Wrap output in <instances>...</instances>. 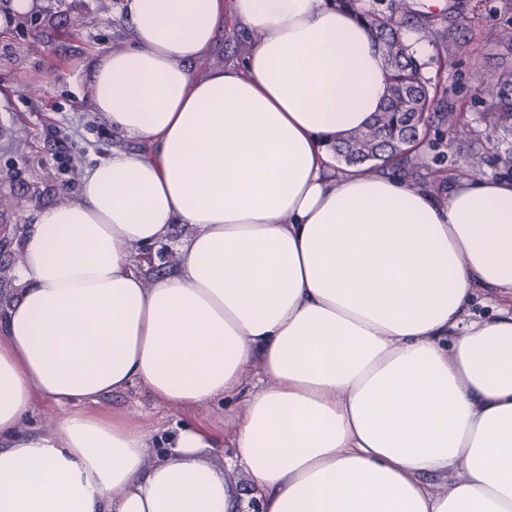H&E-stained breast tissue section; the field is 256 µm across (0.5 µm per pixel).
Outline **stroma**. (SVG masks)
I'll list each match as a JSON object with an SVG mask.
<instances>
[{"label": "stroma", "mask_w": 512, "mask_h": 512, "mask_svg": "<svg viewBox=\"0 0 512 512\" xmlns=\"http://www.w3.org/2000/svg\"><path fill=\"white\" fill-rule=\"evenodd\" d=\"M470 22L456 56L429 42L419 60L438 100L452 106L455 127L430 126L412 159L426 179L447 190L472 157L482 173L512 179V132L492 129L481 114V86L500 65L490 29L511 22L506 0H450ZM89 23L78 28L77 16ZM130 21L120 0H42L37 12L0 28V300L14 291L17 247L39 210L74 198L87 166L107 157L123 139L100 119L89 97L93 69L108 50L125 46ZM100 409L142 417L160 434L183 424L218 426L241 407L236 395L223 404L185 412L156 407L132 387L104 397Z\"/></svg>", "instance_id": "1"}]
</instances>
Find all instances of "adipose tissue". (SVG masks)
Returning a JSON list of instances; mask_svg holds the SVG:
<instances>
[{
	"label": "adipose tissue",
	"mask_w": 512,
	"mask_h": 512,
	"mask_svg": "<svg viewBox=\"0 0 512 512\" xmlns=\"http://www.w3.org/2000/svg\"><path fill=\"white\" fill-rule=\"evenodd\" d=\"M90 94L132 151L38 211L0 305V512H237L188 424L154 456L136 386L228 440L258 512H512V180L447 191L341 165L387 95L333 0H123ZM239 60L197 70L222 22ZM178 270L149 277L175 225ZM262 378L248 380L252 368ZM50 428L29 420L40 403ZM241 398L236 395L226 396L221 405L197 411L185 412L176 409L157 408L151 397L139 387H130L124 392L114 393L104 397L99 408L108 411L125 412L142 417L149 426L158 428L157 435H164L176 430L183 424L202 425L206 428L214 426V433L219 434L223 422L219 417L230 418L241 408Z\"/></svg>",
	"instance_id": "ef3b65f1"
}]
</instances>
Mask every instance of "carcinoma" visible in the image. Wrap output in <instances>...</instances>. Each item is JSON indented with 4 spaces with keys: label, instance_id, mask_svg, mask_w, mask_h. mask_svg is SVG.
<instances>
[{
    "label": "carcinoma",
    "instance_id": "carcinoma-1",
    "mask_svg": "<svg viewBox=\"0 0 512 512\" xmlns=\"http://www.w3.org/2000/svg\"><path fill=\"white\" fill-rule=\"evenodd\" d=\"M336 6L355 12L366 21L383 54L389 71L386 101L375 114L369 129L375 131L374 139L364 141L355 133L334 146L336 154L352 164L375 159L380 153L392 161H400L404 176L416 182L417 171L409 163L410 152L402 150L404 139L420 131L430 120L434 99L430 80L405 39V26L413 22L421 38L440 39L455 52L457 34L465 25L466 17L460 15L438 31L429 23L428 16L415 11L409 0H388L387 11L377 12L370 0H334ZM491 40L502 51V58L512 60V27L501 28L491 34ZM484 114L493 125H506L512 129V65L501 68L483 83Z\"/></svg>",
    "mask_w": 512,
    "mask_h": 512
}]
</instances>
